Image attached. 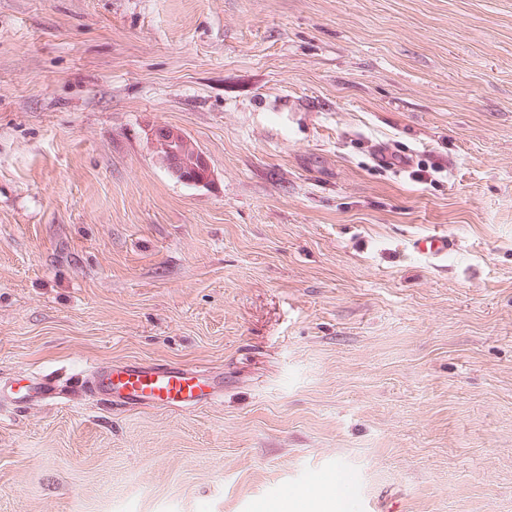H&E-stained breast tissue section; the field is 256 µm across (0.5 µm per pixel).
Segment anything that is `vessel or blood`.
I'll return each mask as SVG.
<instances>
[{"instance_id": "obj_1", "label": "vessel or blood", "mask_w": 512, "mask_h": 512, "mask_svg": "<svg viewBox=\"0 0 512 512\" xmlns=\"http://www.w3.org/2000/svg\"><path fill=\"white\" fill-rule=\"evenodd\" d=\"M88 390L106 399H122L147 406L196 408L214 400L223 390L221 381L200 376L183 365L128 363L91 368ZM55 384L47 377L33 378L12 393L15 404L54 398Z\"/></svg>"}]
</instances>
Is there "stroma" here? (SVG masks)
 Listing matches in <instances>:
<instances>
[{
    "mask_svg": "<svg viewBox=\"0 0 512 512\" xmlns=\"http://www.w3.org/2000/svg\"><path fill=\"white\" fill-rule=\"evenodd\" d=\"M130 362L224 391L79 392ZM29 374L64 397L0 405V512H512V0H0V386ZM187 136L179 130L167 126H157L153 132V140L157 156L166 166L168 171L180 182L191 186H204L211 182L212 170L207 156L200 150L197 151V164L202 172L197 175L195 171L189 175L181 159V142ZM88 376V390L93 395L156 407L196 408L224 391L221 381L200 376L183 365L96 366Z\"/></svg>",
    "mask_w": 512,
    "mask_h": 512,
    "instance_id": "stroma-1",
    "label": "stroma"
}]
</instances>
